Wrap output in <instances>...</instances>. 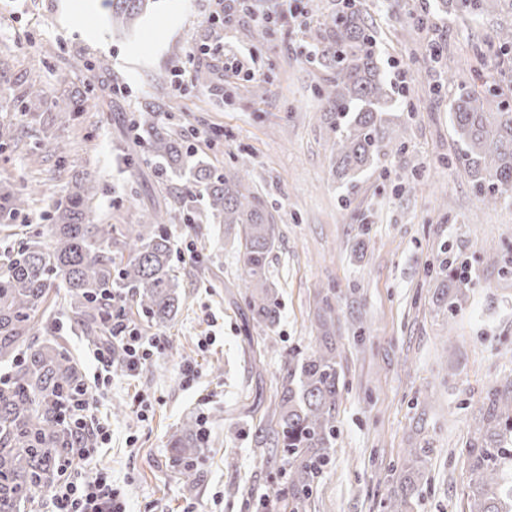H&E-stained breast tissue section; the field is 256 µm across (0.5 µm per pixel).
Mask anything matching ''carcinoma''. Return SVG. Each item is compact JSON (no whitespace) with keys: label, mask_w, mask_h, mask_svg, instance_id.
<instances>
[{"label":"carcinoma","mask_w":512,"mask_h":512,"mask_svg":"<svg viewBox=\"0 0 512 512\" xmlns=\"http://www.w3.org/2000/svg\"><path fill=\"white\" fill-rule=\"evenodd\" d=\"M105 2L112 28L125 30L154 0ZM497 6L498 0H439L425 4L413 20L423 27L437 9L479 17ZM313 12L310 59L325 73L319 96L324 122L333 134L332 171L337 181L348 185L403 146V131L386 118L398 102V91L380 66L373 22L360 0L317 3ZM478 57L512 60V29L486 41ZM446 84L452 89L448 107L459 143L456 162L469 171L482 203L512 202V101L504 92L482 97L452 75ZM173 109L166 84L159 81L139 109L138 125L150 154L160 161V173L187 167L190 185L159 202L142 223L117 229L87 222L96 184L78 179L66 202L50 216L51 239L44 241L37 234L18 249L0 253V363L11 368L0 380V512H26L35 496L52 487L73 462L74 449L90 440L89 429L72 421L75 401L86 391L80 362L56 338L35 336L55 282L67 288L71 321L85 340L106 347L112 361L120 362L121 351L110 342L112 311L134 308L157 325L179 312L182 295L167 228L169 210L194 219L195 189L201 187L210 213L222 219L225 233L235 232L243 249L241 281L252 321L271 327L279 320L269 277V256L277 240L275 216L246 176L222 173L202 161L189 164L192 152L184 138L154 123L155 114ZM25 205L23 193L0 184V217L13 218ZM441 275L448 282L442 284L439 302L451 308L466 279L451 266ZM114 288L123 289L126 296L125 304L115 309ZM334 351L326 330L317 350L292 357L270 417L254 428L255 447L288 462L289 512H306L336 440L339 373ZM477 432L471 512H512V454L502 451L503 444L512 442V399L489 394ZM208 441L199 419L187 416L171 438L173 463L182 475L191 476ZM417 491L418 477L404 476L400 498L389 502V512H403Z\"/></svg>","instance_id":"carcinoma-1"}]
</instances>
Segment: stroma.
Wrapping results in <instances>:
<instances>
[{
    "label": "stroma",
    "instance_id": "stroma-1",
    "mask_svg": "<svg viewBox=\"0 0 512 512\" xmlns=\"http://www.w3.org/2000/svg\"><path fill=\"white\" fill-rule=\"evenodd\" d=\"M362 3L400 91L389 117L404 146L347 187L331 172L305 10L263 37L258 17L239 14L224 30V56L243 65L236 72L223 57L193 51L210 33L206 0H156L131 36L108 26L104 0H0V128L22 140L21 149L0 151V180L39 189L13 219L19 229L47 231L49 211L83 177L97 185L96 224L137 223L182 187L186 173L158 178L136 121L156 83L183 66L214 80L186 84L176 110L158 113L157 124L181 132L197 159L248 173L278 224L269 276L281 317L266 329L251 320L238 286L240 248L205 213L204 192L196 194L200 223L173 212L175 248L195 251L176 260L181 309L163 327L129 316L162 347L136 376L114 372L100 397L112 441L95 466L123 487L131 512H285V463L256 453L250 439L278 400L289 358L318 348L325 296L335 309L340 374L336 442L307 512H387L412 448L426 454L411 512H470V446L486 396L512 395V206L481 202L454 160L448 100L430 88L449 70L468 78L474 45L512 28V0L481 18L440 14L425 29L406 19L421 0H399L389 14ZM428 41L443 49L438 65L421 55ZM101 58L108 71L95 69ZM251 76L270 82L267 97L245 91ZM31 82L45 96L29 105L19 95ZM75 91L84 94L83 111L54 109ZM59 140L69 144L66 156L54 149ZM493 247L494 263L486 259ZM455 260L467 284L448 309L434 295L441 263ZM48 306L54 336L93 374L65 289ZM187 361L197 372L191 384L180 374ZM189 413L206 414L211 439L190 482L171 467L169 445Z\"/></svg>",
    "mask_w": 512,
    "mask_h": 512
}]
</instances>
